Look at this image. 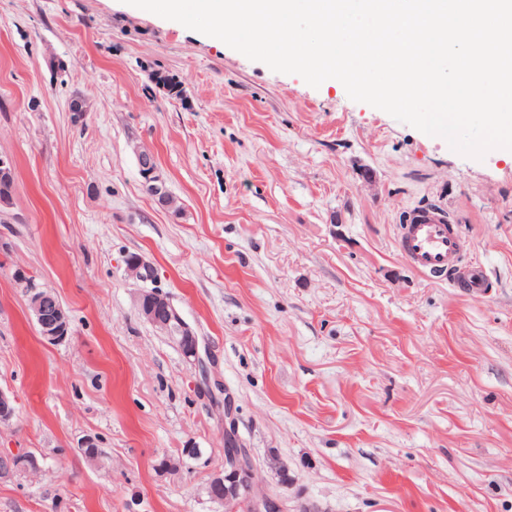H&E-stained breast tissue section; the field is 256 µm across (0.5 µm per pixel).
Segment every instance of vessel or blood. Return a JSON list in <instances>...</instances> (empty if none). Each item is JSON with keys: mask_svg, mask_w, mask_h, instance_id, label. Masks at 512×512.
<instances>
[{"mask_svg": "<svg viewBox=\"0 0 512 512\" xmlns=\"http://www.w3.org/2000/svg\"><path fill=\"white\" fill-rule=\"evenodd\" d=\"M399 247L403 256L419 271L448 277L450 285L481 295L487 286L484 267L462 266L458 259L465 242L455 225L434 210L413 213L402 228Z\"/></svg>", "mask_w": 512, "mask_h": 512, "instance_id": "b4317fda", "label": "vessel or blood"}]
</instances>
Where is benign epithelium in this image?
<instances>
[{"mask_svg": "<svg viewBox=\"0 0 512 512\" xmlns=\"http://www.w3.org/2000/svg\"><path fill=\"white\" fill-rule=\"evenodd\" d=\"M138 158L147 190L160 206L174 207L173 197L157 174L154 156L143 151ZM127 271L142 283L155 277L152 266L138 255L127 258ZM17 279L26 288L30 315L39 335L50 343L66 339L70 332V319L55 292L41 288L35 278L23 269L17 270ZM136 306L147 322L176 341L187 360L200 361L198 337L175 308L169 295L156 288H143ZM224 425V469L210 478L206 487L209 499L222 505L224 512H284L285 505L279 496L262 491L254 484L251 452L238 436L231 405L227 401L224 402ZM19 470L18 456L0 454V480L13 477Z\"/></svg>", "mask_w": 512, "mask_h": 512, "instance_id": "1", "label": "benign epithelium"}]
</instances>
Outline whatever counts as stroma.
Listing matches in <instances>:
<instances>
[{"mask_svg": "<svg viewBox=\"0 0 512 512\" xmlns=\"http://www.w3.org/2000/svg\"><path fill=\"white\" fill-rule=\"evenodd\" d=\"M0 155V453L39 463L0 481V512H224L206 486L228 402L291 510L512 512V156H462L125 0H0ZM428 207L486 268L482 297L400 254ZM134 254L204 368L140 316ZM20 269L66 308L65 340L39 336ZM138 158L141 174L145 180L147 190L160 206L164 208L174 207L175 201L173 197L170 195L165 183L157 174V165L154 156L147 151H143L139 153Z\"/></svg>", "mask_w": 512, "mask_h": 512, "instance_id": "stroma-1", "label": "stroma"}]
</instances>
